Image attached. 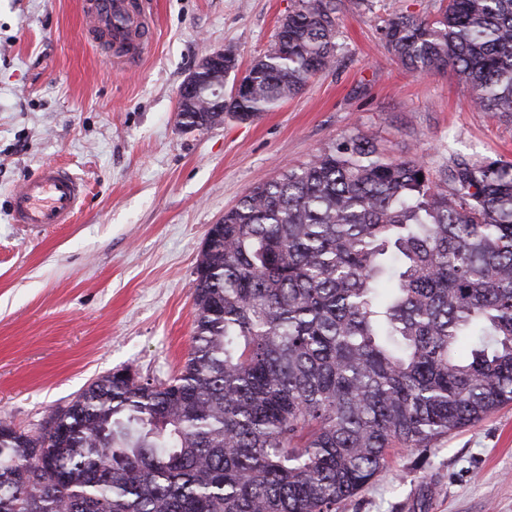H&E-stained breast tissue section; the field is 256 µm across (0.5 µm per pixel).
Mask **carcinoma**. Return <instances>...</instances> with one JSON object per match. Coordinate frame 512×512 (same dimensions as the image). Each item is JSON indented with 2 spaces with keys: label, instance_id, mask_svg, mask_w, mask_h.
Here are the masks:
<instances>
[{
  "label": "carcinoma",
  "instance_id": "cac0c4a2",
  "mask_svg": "<svg viewBox=\"0 0 512 512\" xmlns=\"http://www.w3.org/2000/svg\"><path fill=\"white\" fill-rule=\"evenodd\" d=\"M384 47L512 117V0H436ZM343 0H297L220 115L250 120L332 65ZM179 373L120 366L53 412L0 418V512H339L391 460L512 402V161L433 176L354 134L257 183L210 228Z\"/></svg>",
  "mask_w": 512,
  "mask_h": 512
}]
</instances>
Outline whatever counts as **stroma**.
I'll use <instances>...</instances> for the list:
<instances>
[{
	"mask_svg": "<svg viewBox=\"0 0 512 512\" xmlns=\"http://www.w3.org/2000/svg\"><path fill=\"white\" fill-rule=\"evenodd\" d=\"M153 42L119 68L88 41L81 0H0V416L37 431L118 366L163 381L193 335L194 270L209 227L258 181L362 134L439 174L450 157L512 161V121L469 104L449 74L404 71L383 22L436 0L342 8L333 65L259 118L188 131L178 92L202 57L267 51L295 0H151ZM47 162L87 186L70 223H13L10 198ZM342 512H512V404L400 449Z\"/></svg>",
	"mask_w": 512,
	"mask_h": 512,
	"instance_id": "obj_1",
	"label": "stroma"
}]
</instances>
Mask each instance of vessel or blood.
<instances>
[{"mask_svg":"<svg viewBox=\"0 0 512 512\" xmlns=\"http://www.w3.org/2000/svg\"><path fill=\"white\" fill-rule=\"evenodd\" d=\"M83 22L88 37L121 67L138 62L152 41L149 0H83ZM85 197L82 180L63 166L46 163L13 195L12 220L35 226L65 224Z\"/></svg>","mask_w":512,"mask_h":512,"instance_id":"b4317fda","label":"vessel or blood"}]
</instances>
